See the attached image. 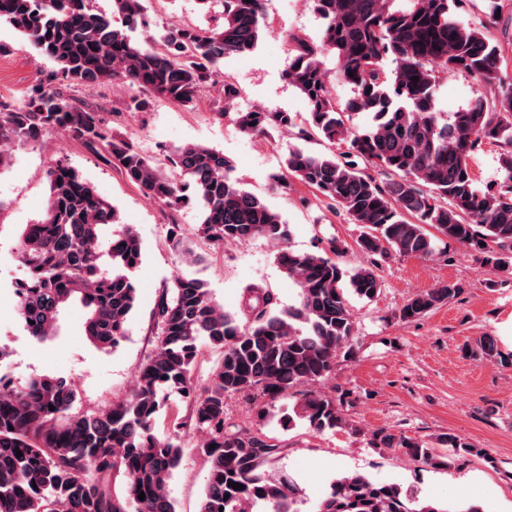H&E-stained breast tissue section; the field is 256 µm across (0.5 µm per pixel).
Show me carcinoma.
I'll return each mask as SVG.
<instances>
[{"instance_id": "obj_1", "label": "carcinoma", "mask_w": 512, "mask_h": 512, "mask_svg": "<svg viewBox=\"0 0 512 512\" xmlns=\"http://www.w3.org/2000/svg\"><path fill=\"white\" fill-rule=\"evenodd\" d=\"M461 0H313L326 21L320 41L293 36L286 78L304 98L309 127L331 143L347 145L336 155L289 151L280 187L295 178L338 204L364 228L358 246L367 254L387 248L428 257L435 241L425 229L486 255L492 267L512 266V89L489 103L454 112L442 123L434 88L440 71L466 73L486 85L502 83V49L490 37L497 2L485 20L463 25L455 10ZM223 22L211 29L181 26L158 40L133 33L148 25L143 0H112V13L93 0H0L8 22L55 68L29 89L21 108L0 101V168L19 146L63 132L82 142L125 176L147 198L169 209L195 199L204 213L198 231L214 244L264 237L277 244V263L299 289L298 305L276 311L273 295L243 289L244 323L217 308L204 281L176 276L171 299L157 305L160 328L152 355L140 368L135 392L111 407L72 414L77 392L63 378L36 377L14 385L0 377V512H176L168 481L182 459L172 438L154 433L158 412L171 394L190 406L187 419L174 417L172 432L191 424L209 434L197 453L208 464V482L198 512H245L262 501L272 512H300L295 488L264 466L282 452L259 430L229 428L224 400L261 391L275 402L288 391L317 384L333 371L339 350L351 347L354 323L342 287L372 299L380 279L369 267L346 275L330 242L320 254L287 246L282 215L231 177L232 161L198 143L174 149L170 162L179 179L158 170L126 139L105 129L100 113L65 95L60 86L95 87L122 80L139 89L127 103L138 112L148 98L183 105L210 95L219 115L236 112L249 135L288 127L286 112L235 110L237 87L220 71L224 59L251 53L259 41L266 0H219ZM332 57L329 70L324 59ZM390 58L395 67L383 68ZM352 86L354 97L336 99L329 73ZM419 80L414 81L412 77ZM354 112L372 114L363 133L351 131ZM502 149L506 178L499 191L476 185L470 156L483 142ZM395 175L377 183L359 162ZM49 196L43 219L25 225L19 252L28 276L16 285V311L29 336L59 335L70 308L83 313L90 342L117 348L135 306L131 273L142 258V242L128 226L107 244L101 230L117 223V209L74 168L57 162L47 173ZM460 292L444 284L411 297L400 318L417 319ZM220 351L208 383L198 388L191 374L203 347ZM472 352L498 355L486 336ZM298 417L316 430L346 424L336 402L300 392ZM54 410H49V406ZM448 453L380 429L373 443L398 448L411 460L435 467L480 449L455 436L443 439ZM215 448H210V445ZM23 456H16V451ZM125 478V492L112 479ZM243 485L240 490L228 482ZM145 494V499L138 498ZM316 512H477L463 504H419L391 484L362 474L333 483Z\"/></svg>"}]
</instances>
